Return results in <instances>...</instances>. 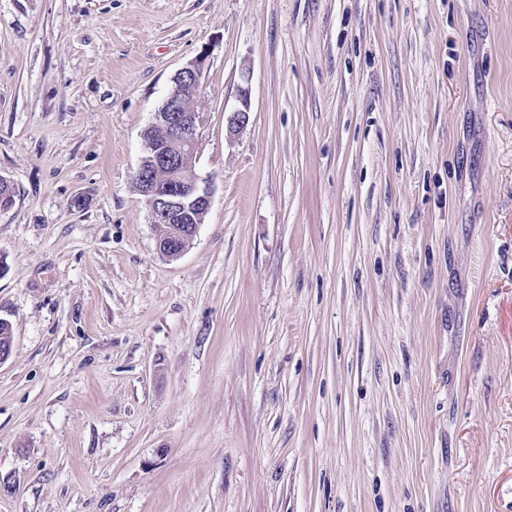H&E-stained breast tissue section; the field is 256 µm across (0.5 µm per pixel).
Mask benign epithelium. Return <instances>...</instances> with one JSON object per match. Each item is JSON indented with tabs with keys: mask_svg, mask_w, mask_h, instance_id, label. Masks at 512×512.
I'll use <instances>...</instances> for the list:
<instances>
[{
	"mask_svg": "<svg viewBox=\"0 0 512 512\" xmlns=\"http://www.w3.org/2000/svg\"><path fill=\"white\" fill-rule=\"evenodd\" d=\"M206 57L201 54L179 69L170 94L152 113L144 131L145 154L134 178L149 208L151 223L169 226L168 237L157 240L164 257L181 256L203 223L213 195L211 179L192 164L197 150L200 115L192 102L203 88ZM250 70L241 69L237 103L227 116V131L233 135L250 120Z\"/></svg>",
	"mask_w": 512,
	"mask_h": 512,
	"instance_id": "7a95c632",
	"label": "benign epithelium"
}]
</instances>
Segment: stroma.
Instances as JSON below:
<instances>
[{
    "label": "stroma",
    "instance_id": "stroma-1",
    "mask_svg": "<svg viewBox=\"0 0 512 512\" xmlns=\"http://www.w3.org/2000/svg\"><path fill=\"white\" fill-rule=\"evenodd\" d=\"M0 178V512H512V0H0ZM205 61L201 54L176 72L170 94L144 131L145 154L134 175L152 224L172 228L157 240L160 254L171 259L194 240L213 195L211 179L192 164L201 121L192 102L203 88ZM250 70L242 68L240 72V84L238 87L237 103L229 111L227 116V131L230 135L242 130L250 120Z\"/></svg>",
    "mask_w": 512,
    "mask_h": 512
}]
</instances>
